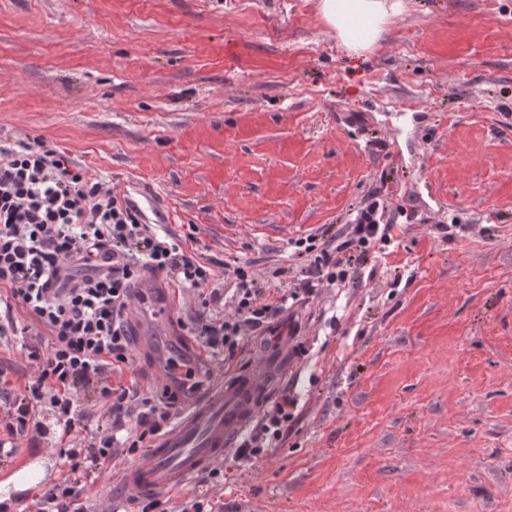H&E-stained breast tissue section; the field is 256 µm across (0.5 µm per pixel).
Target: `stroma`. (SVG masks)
I'll return each mask as SVG.
<instances>
[{"mask_svg":"<svg viewBox=\"0 0 512 512\" xmlns=\"http://www.w3.org/2000/svg\"><path fill=\"white\" fill-rule=\"evenodd\" d=\"M35 138L218 263L227 313L234 268L296 292V239L326 245L374 200L394 224L224 367L269 373L261 408L295 398L284 441L225 455L222 480L160 494L163 512H512V0H403L357 56L318 0H0V145ZM163 283L200 347L195 292ZM48 340L0 335L13 394ZM107 385L163 392L139 358L79 385L72 426L37 407L49 434L0 459V486L45 471L13 512L68 475L65 448L83 451V512H138L113 483L133 455H96Z\"/></svg>","mask_w":512,"mask_h":512,"instance_id":"35a3bbf8","label":"stroma"}]
</instances>
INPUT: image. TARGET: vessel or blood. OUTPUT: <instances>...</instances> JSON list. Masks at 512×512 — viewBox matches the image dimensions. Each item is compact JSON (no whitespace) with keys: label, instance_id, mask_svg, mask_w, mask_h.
Masks as SVG:
<instances>
[{"label":"vessel or blood","instance_id":"vessel-or-blood-1","mask_svg":"<svg viewBox=\"0 0 512 512\" xmlns=\"http://www.w3.org/2000/svg\"><path fill=\"white\" fill-rule=\"evenodd\" d=\"M146 300L151 310L136 325L137 351L147 356L163 385L180 396L181 412L140 459L117 475L121 484L143 498L185 485L235 448L268 389L264 376L229 381L217 377L208 355L187 349L181 337L171 336L166 345H156L153 336L160 333L161 320L169 319L173 300L167 290L155 288Z\"/></svg>","mask_w":512,"mask_h":512}]
</instances>
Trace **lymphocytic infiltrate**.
Wrapping results in <instances>:
<instances>
[{"label": "lymphocytic infiltrate", "instance_id": "f902f5d3", "mask_svg": "<svg viewBox=\"0 0 512 512\" xmlns=\"http://www.w3.org/2000/svg\"><path fill=\"white\" fill-rule=\"evenodd\" d=\"M379 201L358 210L351 231L333 248H320L315 236L295 240L298 253L309 255L315 272L329 282L350 276L343 256L390 240ZM172 275L183 287L196 290L202 307L221 299L212 268L187 255L180 242L146 224L138 210L111 187L73 167L64 150L45 141H18L0 149V334L17 332L15 308L46 329V351L30 348L38 375L24 396L13 400L5 425L7 437L19 439L27 430L31 406L46 403L61 420L77 411V386L112 366L133 365L127 313L139 295L135 285L144 272ZM238 283L231 296V316L199 321L195 333L214 357L232 359L242 336H259L288 308L287 294L261 297L251 275L237 267ZM102 398L112 416V431L99 441L100 457L113 449L136 453L148 437L170 418L175 394L140 400V433L126 431L129 396L126 387H103ZM295 406L281 395L264 415L260 427L237 449L244 458L260 457L283 440ZM71 475L42 499L38 512H69L82 474V451H61Z\"/></svg>", "mask_w": 512, "mask_h": 512}]
</instances>
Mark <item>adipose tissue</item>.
<instances>
[{
	"mask_svg": "<svg viewBox=\"0 0 512 512\" xmlns=\"http://www.w3.org/2000/svg\"><path fill=\"white\" fill-rule=\"evenodd\" d=\"M400 9L399 0H319L323 19L355 53L373 46L387 19Z\"/></svg>",
	"mask_w": 512,
	"mask_h": 512,
	"instance_id": "adipose-tissue-1",
	"label": "adipose tissue"
}]
</instances>
